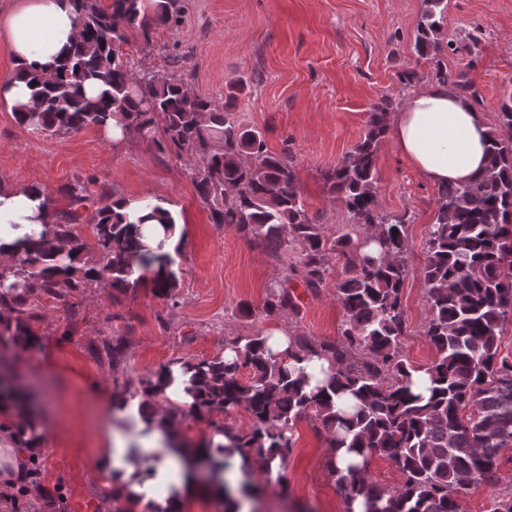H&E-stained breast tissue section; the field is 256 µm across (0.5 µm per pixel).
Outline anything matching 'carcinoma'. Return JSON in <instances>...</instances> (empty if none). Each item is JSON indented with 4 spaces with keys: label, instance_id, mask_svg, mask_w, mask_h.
<instances>
[{
    "label": "carcinoma",
    "instance_id": "obj_1",
    "mask_svg": "<svg viewBox=\"0 0 512 512\" xmlns=\"http://www.w3.org/2000/svg\"><path fill=\"white\" fill-rule=\"evenodd\" d=\"M79 36L56 75L47 79L33 68L16 72L30 90L29 100L13 108L25 129L52 135L77 134L103 127L116 118L162 154L195 163L192 181L210 220L237 229L280 256L299 246L288 259L282 279L268 286L262 312L299 315L297 281L311 292L328 277L327 255L335 253L344 275L336 297L344 312L337 340L289 335L288 358H320L329 372L309 388V377L274 360L267 337L258 332L224 340L229 359H173L138 379L134 395L165 394L166 373L177 366L188 376L184 392L196 411L172 403L161 417L211 415L242 408L248 430L222 426L225 443L215 451L199 447L191 459L214 467L208 482L223 483L234 456L242 469L253 455L283 468L295 444L294 428L303 418L327 436L328 443L362 457L344 470L328 461V470L347 490V501L362 499L364 512H460L458 493L473 484L499 485L498 457L512 448V356L500 352L499 339L512 319V90L500 104L498 124L488 129L485 173L471 184L437 188L434 222L425 241L420 270L428 299L425 336L434 360L414 366L403 351L406 336L402 288L408 276L406 216L382 211L377 200L375 155L386 136L391 99L373 105L368 130L335 167L324 173L329 190L342 195L348 219L328 235L320 217L310 215L298 188L288 151L269 154L263 133L235 116L236 97L219 103L190 91L179 79L134 76L122 45L129 36L154 45L157 27L175 28L185 0H157L153 13L142 0H71ZM414 49L433 62L435 81L468 99L480 95L465 73L448 71L442 55L472 54L481 43L476 27L463 39L448 37L443 0H422ZM100 92L91 96L86 85ZM65 207L46 203L58 220L38 238H28L15 263L0 269V344L37 342L31 324L41 319L39 299L64 298L70 290L96 288L106 282L127 293L149 288L172 297L177 288L170 254L144 242L143 226L155 214L113 213L111 196L97 198L77 183L60 191ZM91 226L94 254L76 228ZM371 243L377 255L361 254ZM248 376H242V371ZM427 376L426 393L412 390L414 374ZM348 394L357 405L350 414L335 411V398ZM382 455L405 476L393 491L366 477L369 460ZM252 485L235 498L224 486V502L239 512V499L251 497Z\"/></svg>",
    "mask_w": 512,
    "mask_h": 512
}]
</instances>
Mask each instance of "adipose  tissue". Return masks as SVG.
<instances>
[{"label": "adipose tissue", "instance_id": "1", "mask_svg": "<svg viewBox=\"0 0 512 512\" xmlns=\"http://www.w3.org/2000/svg\"><path fill=\"white\" fill-rule=\"evenodd\" d=\"M0 32L16 64L53 74L75 42L71 0H21L0 20ZM395 149L434 185L464 184L485 166L488 127L469 102L433 83L407 99L390 118ZM54 210L30 186L0 187V264L9 265L17 243L53 223Z\"/></svg>", "mask_w": 512, "mask_h": 512}]
</instances>
